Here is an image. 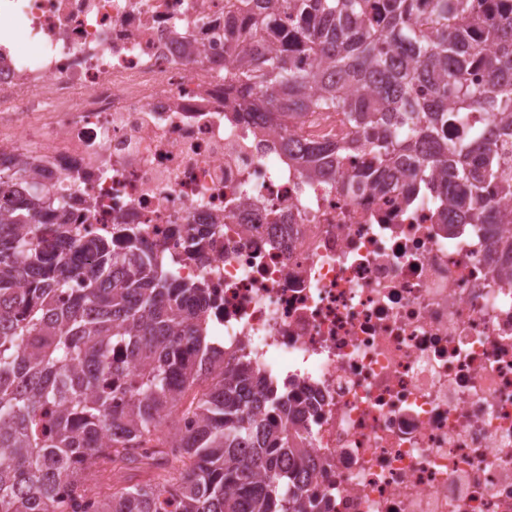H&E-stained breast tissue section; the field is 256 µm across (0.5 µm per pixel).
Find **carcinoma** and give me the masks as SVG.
<instances>
[{
	"instance_id": "1",
	"label": "carcinoma",
	"mask_w": 512,
	"mask_h": 512,
	"mask_svg": "<svg viewBox=\"0 0 512 512\" xmlns=\"http://www.w3.org/2000/svg\"><path fill=\"white\" fill-rule=\"evenodd\" d=\"M473 2L227 0L231 80L257 90L234 105L315 176L360 142L361 182L401 191L443 171L455 223H512L483 194L494 181L512 198L497 161L512 143V0ZM309 112L340 114L351 139L294 138ZM473 112L494 121L448 147L442 129ZM28 172L0 170V512H314L288 473L300 442L270 447L266 415L288 403L210 355L204 289L159 272L134 232L120 251L74 238L64 197L17 196ZM75 247L94 264L75 265ZM107 463L149 478L96 492L88 475Z\"/></svg>"
}]
</instances>
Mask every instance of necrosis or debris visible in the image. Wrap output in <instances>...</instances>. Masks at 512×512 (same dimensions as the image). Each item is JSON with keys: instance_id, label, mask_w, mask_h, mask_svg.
<instances>
[{"instance_id": "necrosis-or-debris-1", "label": "necrosis or debris", "mask_w": 512, "mask_h": 512, "mask_svg": "<svg viewBox=\"0 0 512 512\" xmlns=\"http://www.w3.org/2000/svg\"><path fill=\"white\" fill-rule=\"evenodd\" d=\"M224 0H0V165L77 237L135 229L200 283L218 351L282 393L325 512H512V225L335 181L240 118Z\"/></svg>"}]
</instances>
